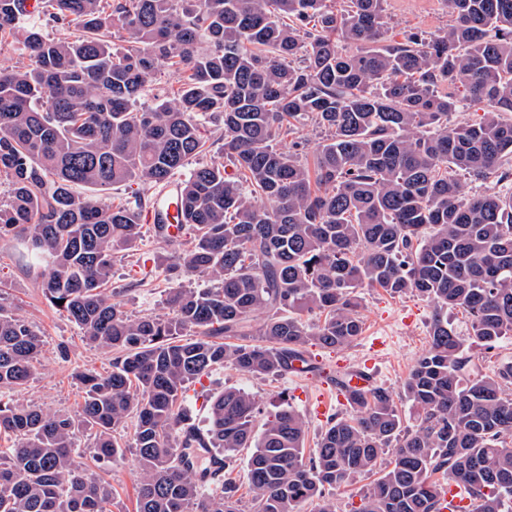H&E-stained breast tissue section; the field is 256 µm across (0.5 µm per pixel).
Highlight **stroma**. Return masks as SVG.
I'll use <instances>...</instances> for the list:
<instances>
[{"label":"stroma","instance_id":"1","mask_svg":"<svg viewBox=\"0 0 512 512\" xmlns=\"http://www.w3.org/2000/svg\"><path fill=\"white\" fill-rule=\"evenodd\" d=\"M389 34L401 39L403 32H431L450 20L446 0H387ZM177 244L158 238L150 226H143L135 247L118 251L112 270V297L126 312L136 315L163 313L162 299L167 288L183 282L189 288L205 287V280L178 278L170 271ZM19 241L0 238V288L7 293L14 311L30 321L41 333L42 350L32 379L19 393L21 401L48 411H73L81 404L83 392L76 380L80 371L106 372L110 358L87 344L80 329L45 300L38 270L25 265ZM362 335L351 345L339 349L310 348L316 370L283 377L253 376L229 367L214 369L209 375L190 382L185 403L197 422L207 415V398L227 388L251 393L264 413L290 406L309 423L307 447H314L330 418L348 410L340 398L336 377L342 364L374 356L378 386L401 392L415 359L429 343L431 303L408 293L392 296L378 288L360 289ZM138 464L132 452L102 471L115 491L112 512H134V481Z\"/></svg>","mask_w":512,"mask_h":512}]
</instances>
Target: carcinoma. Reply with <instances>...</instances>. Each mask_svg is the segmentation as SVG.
<instances>
[{
	"instance_id": "1",
	"label": "carcinoma",
	"mask_w": 512,
	"mask_h": 512,
	"mask_svg": "<svg viewBox=\"0 0 512 512\" xmlns=\"http://www.w3.org/2000/svg\"><path fill=\"white\" fill-rule=\"evenodd\" d=\"M0 0V47L30 64L0 68V238H18L43 270L48 301L111 371L79 375L84 402L49 412L0 402V512H112V487L86 473L81 437L103 466L135 419L136 512H243L221 474L208 493L185 448L230 467L251 449L250 512H336L325 488L372 475L351 512H442L444 484L469 488L470 512L512 497V363L482 372L448 323L469 317L473 344L512 335V187L468 195L451 171L512 181V0H448L451 23L387 38L386 0ZM125 31L112 40V23ZM59 32L47 38L42 26ZM80 34L69 39L70 30ZM209 44L205 51L200 45ZM163 69L178 87L137 108ZM461 84L483 121L448 123ZM222 129L220 153L201 120ZM310 121L327 138L308 159L273 142ZM182 181L190 241L182 274L211 288L168 289L163 315L135 317L106 293L116 251L140 238V202L81 197ZM431 301L430 344L403 384L404 424L376 386L305 448L290 407L267 417L252 396L210 397L207 425L186 384L230 365L254 376L315 371L308 346L342 348L363 332L360 288ZM63 304L58 305L56 301ZM266 315L256 328L252 318ZM319 314L310 324L303 315ZM42 339L0 301V390L20 391Z\"/></svg>"
}]
</instances>
